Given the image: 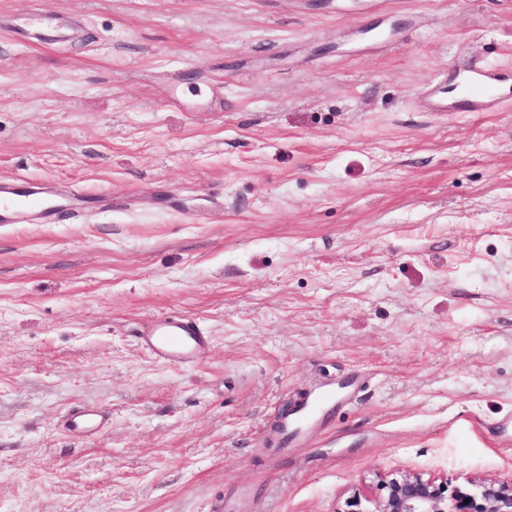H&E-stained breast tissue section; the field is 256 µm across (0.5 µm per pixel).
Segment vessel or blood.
Listing matches in <instances>:
<instances>
[{
	"label": "vessel or blood",
	"instance_id": "vessel-or-blood-1",
	"mask_svg": "<svg viewBox=\"0 0 512 512\" xmlns=\"http://www.w3.org/2000/svg\"><path fill=\"white\" fill-rule=\"evenodd\" d=\"M459 70L464 81L455 76L437 80L431 87L432 102L437 111L448 109L447 84H458L461 94L457 106L467 112H493L512 95L503 88V76L498 70L484 64L479 55L463 59ZM0 213L14 218L29 215L46 219L53 215V208L27 185L19 182L0 184ZM141 345L157 359L165 362L191 364L207 352L210 337L201 322L192 316L182 315L150 320L139 335ZM336 398L334 391L321 389L310 392L307 402L292 414L278 420L282 431L299 432L309 420L320 414Z\"/></svg>",
	"mask_w": 512,
	"mask_h": 512
}]
</instances>
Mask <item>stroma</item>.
<instances>
[{
    "label": "stroma",
    "mask_w": 512,
    "mask_h": 512,
    "mask_svg": "<svg viewBox=\"0 0 512 512\" xmlns=\"http://www.w3.org/2000/svg\"><path fill=\"white\" fill-rule=\"evenodd\" d=\"M469 52L512 88V0H0V181L77 198L0 220V512L512 482V103L419 101ZM139 341L157 359L184 365L203 357L210 336L197 318L182 315L150 320L139 334ZM336 398L334 391L329 389L313 390L309 393L307 402L296 409L292 414L279 418L278 423L282 433L291 430L292 433L299 432L309 420L320 414L324 408L329 406Z\"/></svg>",
    "instance_id": "35a3bbf8"
}]
</instances>
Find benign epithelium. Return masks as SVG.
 Returning a JSON list of instances; mask_svg holds the SVG:
<instances>
[{
	"mask_svg": "<svg viewBox=\"0 0 512 512\" xmlns=\"http://www.w3.org/2000/svg\"><path fill=\"white\" fill-rule=\"evenodd\" d=\"M450 498L455 512H512V482L486 480L463 492L419 473H376L367 492L349 497L341 512H448Z\"/></svg>",
	"mask_w": 512,
	"mask_h": 512,
	"instance_id": "7a95c632",
	"label": "benign epithelium"
}]
</instances>
